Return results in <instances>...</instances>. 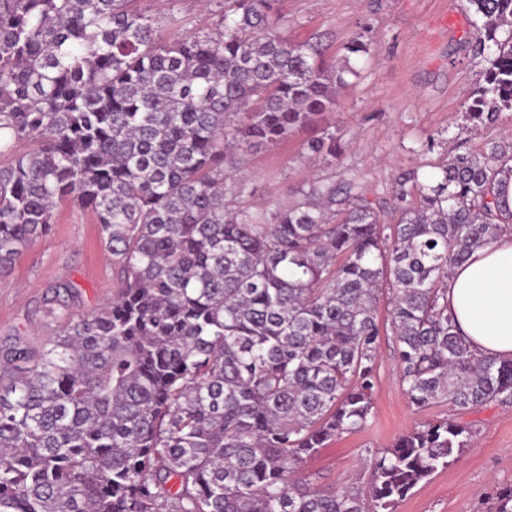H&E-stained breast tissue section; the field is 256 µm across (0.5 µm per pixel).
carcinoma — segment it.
<instances>
[{
	"label": "carcinoma",
	"mask_w": 512,
	"mask_h": 512,
	"mask_svg": "<svg viewBox=\"0 0 512 512\" xmlns=\"http://www.w3.org/2000/svg\"><path fill=\"white\" fill-rule=\"evenodd\" d=\"M137 2L0 0V155L36 143L0 165V276L72 200L119 280L76 318L56 286L55 332L0 348V512H398L470 426L425 422L337 489L305 465L372 416L383 331L416 409L512 403V363L473 353L447 298L452 269L512 231V142L383 196L312 180L253 210L237 152L318 125L357 70L281 36L277 0H224L174 37L178 0ZM467 3L484 69L465 120L493 124L512 112V0ZM303 150L344 144L325 130Z\"/></svg>",
	"instance_id": "1"
}]
</instances>
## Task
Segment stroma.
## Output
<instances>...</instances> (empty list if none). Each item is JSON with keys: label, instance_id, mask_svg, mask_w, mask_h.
<instances>
[{"label": "stroma", "instance_id": "35a3bbf8", "mask_svg": "<svg viewBox=\"0 0 512 512\" xmlns=\"http://www.w3.org/2000/svg\"><path fill=\"white\" fill-rule=\"evenodd\" d=\"M279 9L284 36L318 41L326 59L339 67L351 64L358 75L337 110L323 119L345 143L340 162H307L302 146L319 135L316 127L298 129L276 150L246 153L243 164L255 188L247 199L252 209L288 204L314 179L354 177L383 194L404 169L418 166L427 173L449 156L512 137V115L465 127L464 108L483 71L472 50L476 31L466 0H281ZM176 18L175 33L210 28L217 4L180 0ZM359 34L369 44L368 55L346 57L345 44ZM61 283L72 287L69 312L76 316L105 305L117 287L94 212L69 201L56 208L49 232L0 277V345L19 337L37 347L51 335L45 299ZM373 401L364 429L336 439L308 461L305 472L314 486L337 487L360 476L367 451L389 447L440 418L472 423V442L459 461L420 484L398 512H491L497 489L512 486V404L462 413L443 403L416 410L399 384L388 336L382 339Z\"/></svg>", "mask_w": 512, "mask_h": 512}]
</instances>
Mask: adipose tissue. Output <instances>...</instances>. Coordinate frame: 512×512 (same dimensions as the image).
Segmentation results:
<instances>
[{
  "label": "adipose tissue",
  "mask_w": 512,
  "mask_h": 512,
  "mask_svg": "<svg viewBox=\"0 0 512 512\" xmlns=\"http://www.w3.org/2000/svg\"><path fill=\"white\" fill-rule=\"evenodd\" d=\"M458 333L477 354L512 360V232L473 252L448 281Z\"/></svg>",
  "instance_id": "adipose-tissue-1"
}]
</instances>
